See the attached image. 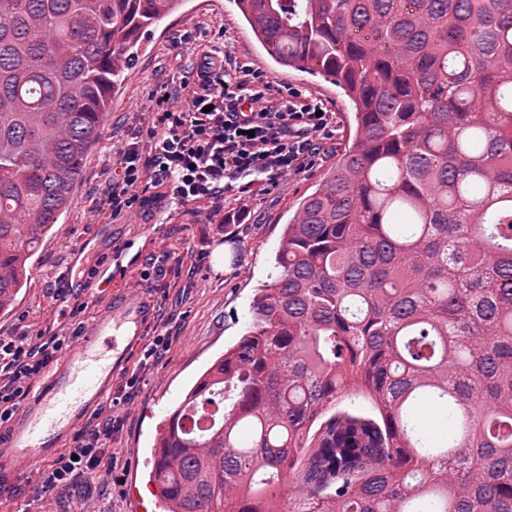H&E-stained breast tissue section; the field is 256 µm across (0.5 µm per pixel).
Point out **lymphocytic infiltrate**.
I'll list each match as a JSON object with an SVG mask.
<instances>
[{
  "label": "lymphocytic infiltrate",
  "mask_w": 512,
  "mask_h": 512,
  "mask_svg": "<svg viewBox=\"0 0 512 512\" xmlns=\"http://www.w3.org/2000/svg\"><path fill=\"white\" fill-rule=\"evenodd\" d=\"M261 72L241 65L227 70L212 53L201 56L194 81L164 86L152 96L155 121L147 136L119 151L110 177L113 214L144 204L140 187L156 198L183 204L224 201L226 182L240 175L277 179L299 174L319 155L334 117L321 101L296 90L272 96ZM54 337L24 334L0 339V423L12 417L43 367L63 348ZM112 420L94 416L83 444L42 468L44 491H69L84 478L112 474Z\"/></svg>",
  "instance_id": "obj_1"
}]
</instances>
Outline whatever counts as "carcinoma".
Returning a JSON list of instances; mask_svg holds the SVG:
<instances>
[{
	"instance_id": "carcinoma-1",
	"label": "carcinoma",
	"mask_w": 512,
	"mask_h": 512,
	"mask_svg": "<svg viewBox=\"0 0 512 512\" xmlns=\"http://www.w3.org/2000/svg\"><path fill=\"white\" fill-rule=\"evenodd\" d=\"M181 2L0 0V312ZM236 5L354 132L156 441L169 512H512V0Z\"/></svg>"
}]
</instances>
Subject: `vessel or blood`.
Wrapping results in <instances>:
<instances>
[{
  "instance_id": "obj_1",
  "label": "vessel or blood",
  "mask_w": 512,
  "mask_h": 512,
  "mask_svg": "<svg viewBox=\"0 0 512 512\" xmlns=\"http://www.w3.org/2000/svg\"><path fill=\"white\" fill-rule=\"evenodd\" d=\"M153 302L126 292L95 309L90 323L36 380L7 428H0V488L33 461H52L112 397L117 373L153 318Z\"/></svg>"
}]
</instances>
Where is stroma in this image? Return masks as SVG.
Masks as SVG:
<instances>
[{
    "mask_svg": "<svg viewBox=\"0 0 512 512\" xmlns=\"http://www.w3.org/2000/svg\"><path fill=\"white\" fill-rule=\"evenodd\" d=\"M210 50L258 69L272 90L291 87L324 101L336 113L331 136L303 173L272 182L261 179L249 187L235 179L219 210L204 202L190 206L162 199L113 216L104 194V174L115 168L119 149L150 105L152 90L175 78H194L200 53ZM352 125L351 105L342 90L322 76L276 64L233 0H186L160 24L112 98L102 137L85 158L68 211L30 261L25 295L9 316H0V338L31 329L47 339L70 336V327L60 326L52 307L55 275L65 269L70 247L89 237L76 266L96 267L104 279L110 273L113 243L140 231L154 238V253L169 254L165 277L145 276V263L129 265L127 256L119 261L129 266L131 288L154 304L146 342L162 336L168 346L149 364L142 352H135L102 407L103 414L115 419L111 478L90 477L60 500L50 494L37 499L33 490L39 473L32 467L17 489L0 495V512L19 506L26 512H158L149 482L156 437L198 377L244 334L255 293L275 273L274 257L285 224L335 162Z\"/></svg>",
    "mask_w": 512,
    "mask_h": 512,
    "instance_id": "obj_1",
    "label": "stroma"
}]
</instances>
